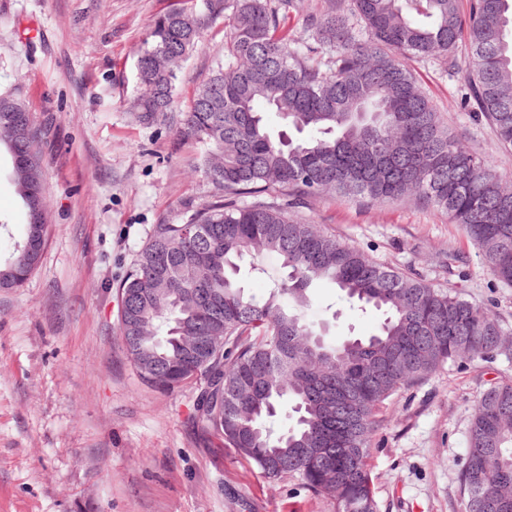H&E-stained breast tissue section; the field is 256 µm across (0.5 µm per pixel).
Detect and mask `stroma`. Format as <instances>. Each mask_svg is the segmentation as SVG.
I'll list each match as a JSON object with an SVG mask.
<instances>
[{
  "label": "stroma",
  "instance_id": "1",
  "mask_svg": "<svg viewBox=\"0 0 512 512\" xmlns=\"http://www.w3.org/2000/svg\"><path fill=\"white\" fill-rule=\"evenodd\" d=\"M182 0H0V94L47 132L48 240L23 283L0 288V512H335L293 480L272 482L194 427L198 384L144 385L118 338L116 286L155 224H180L211 200L202 144L177 129L196 87L224 59V22L177 68L174 103L139 122L128 107L154 21ZM449 134L512 175V147L460 106L461 78L433 59L405 61ZM303 217L377 261L483 303L512 349V285L487 274L477 247L441 211L413 200L369 207L314 199ZM27 212L0 146V261ZM450 248L462 260L438 267ZM310 320L329 338L367 336L377 313L350 309L333 285L311 291ZM512 383V358L448 366L384 405L370 449L378 512H463L458 473L473 409Z\"/></svg>",
  "mask_w": 512,
  "mask_h": 512
}]
</instances>
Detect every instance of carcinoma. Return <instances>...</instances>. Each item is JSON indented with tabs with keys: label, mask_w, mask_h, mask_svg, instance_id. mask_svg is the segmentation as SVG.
<instances>
[{
	"label": "carcinoma",
	"mask_w": 512,
	"mask_h": 512,
	"mask_svg": "<svg viewBox=\"0 0 512 512\" xmlns=\"http://www.w3.org/2000/svg\"><path fill=\"white\" fill-rule=\"evenodd\" d=\"M224 15V63L198 88L180 133L205 147L198 168L213 199L182 224H157L116 292L121 340L140 380L159 391L202 383L193 424L239 450L272 481L294 479L334 501L335 512H377L369 464L387 400L448 365L507 352L484 306L370 258L302 218L299 204L340 195L384 206L410 195L448 214L475 243L494 279L512 285V177L448 134L401 58L434 56L462 73L464 106L512 146V0H325L303 32L288 20L303 0H209ZM206 19L180 7L158 17L139 61L142 92L130 111L153 121L170 110L175 74L152 66L198 47ZM467 48L460 66L455 51ZM281 130L270 132L266 113ZM26 113L0 112V145L29 204L43 192L39 142ZM251 197L248 206L238 198ZM28 222L0 262V288L31 276L24 243L46 240ZM272 256L267 296L237 281L245 257ZM339 289L376 332L336 342L305 319L310 290ZM221 336L217 352L188 349ZM293 424L276 431L282 403ZM459 472L464 512H512V383L478 401Z\"/></svg>",
	"instance_id": "obj_1"
}]
</instances>
